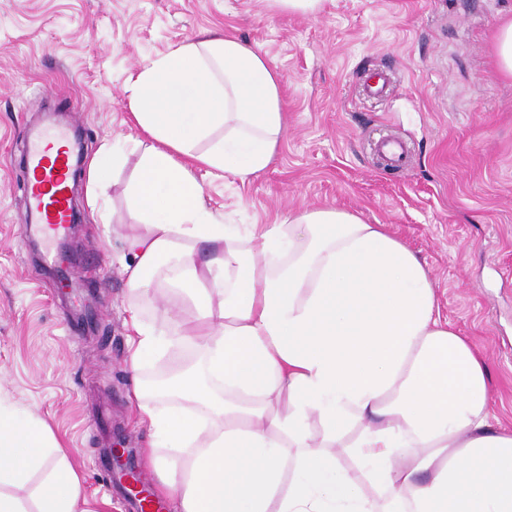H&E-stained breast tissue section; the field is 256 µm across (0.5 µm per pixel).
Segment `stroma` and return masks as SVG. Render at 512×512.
I'll list each match as a JSON object with an SVG mask.
<instances>
[{"label":"stroma","instance_id":"1","mask_svg":"<svg viewBox=\"0 0 512 512\" xmlns=\"http://www.w3.org/2000/svg\"><path fill=\"white\" fill-rule=\"evenodd\" d=\"M512 0H326L305 17L265 0H0V396L37 413L83 478L89 512H132L99 463L96 421L147 456L131 398L174 361L202 363L198 342L127 368L125 277L112 260L132 223L124 187L138 160L124 86L143 58L213 34L249 42L283 79L286 132L248 181L200 174L208 208L228 224H278L304 208L389 225L425 259L441 314L486 357L492 400L512 427V76L494 58ZM390 84L366 97L368 75ZM56 118L85 155L125 141L126 162L93 215L73 182L76 296L46 277L55 242L31 245L22 161L31 128ZM403 142L385 165L383 137Z\"/></svg>","mask_w":512,"mask_h":512}]
</instances>
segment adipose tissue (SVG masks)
<instances>
[{"instance_id":"obj_1","label":"adipose tissue","mask_w":512,"mask_h":512,"mask_svg":"<svg viewBox=\"0 0 512 512\" xmlns=\"http://www.w3.org/2000/svg\"><path fill=\"white\" fill-rule=\"evenodd\" d=\"M125 91L145 136L117 257L128 368L183 338L205 349L202 370L176 367L161 406L142 409L153 447L171 452L153 466L175 512H512V428L418 254L343 209L225 224L206 208L197 171L247 180L286 131L265 55L189 39L145 59ZM123 165L114 143L92 156L91 210ZM154 292L191 321L145 324ZM81 499L49 426L0 397V512H78Z\"/></svg>"}]
</instances>
